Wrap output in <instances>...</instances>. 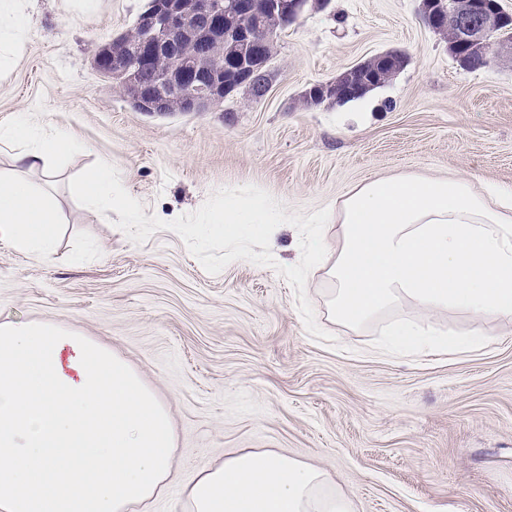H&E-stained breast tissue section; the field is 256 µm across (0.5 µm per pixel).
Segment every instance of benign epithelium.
Here are the masks:
<instances>
[{
    "label": "benign epithelium",
    "instance_id": "7a95c632",
    "mask_svg": "<svg viewBox=\"0 0 512 512\" xmlns=\"http://www.w3.org/2000/svg\"><path fill=\"white\" fill-rule=\"evenodd\" d=\"M304 0H270L274 15L295 23L304 10ZM224 0H151L141 24L146 39L137 48L143 66L156 59L169 56L176 64L166 71L162 83L172 89L169 94L155 91V86L138 80V74L128 64L127 48L119 39L109 41L94 54V60L107 61L108 73L130 85L134 91L130 103L144 112H167L181 108L188 112H201L224 102V95L239 85L252 84L261 71L265 43L251 38L254 29L263 23L251 7L250 0H235L232 15L239 42L244 45L248 61L234 55L226 63H206L202 57L210 55L213 46L224 45ZM429 27L451 21L455 24L460 41L468 46L458 58L466 68L475 62L472 51L493 47L495 39L512 27V15L505 12L499 0H448V12L437 9L423 15ZM191 40L199 48L194 58L181 56V45ZM379 85L377 75L363 78L359 68L348 70L345 89L358 96Z\"/></svg>",
    "mask_w": 512,
    "mask_h": 512
}]
</instances>
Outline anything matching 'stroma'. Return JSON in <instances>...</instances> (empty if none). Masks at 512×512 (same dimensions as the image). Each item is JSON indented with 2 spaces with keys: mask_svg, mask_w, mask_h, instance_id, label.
<instances>
[{
  "mask_svg": "<svg viewBox=\"0 0 512 512\" xmlns=\"http://www.w3.org/2000/svg\"><path fill=\"white\" fill-rule=\"evenodd\" d=\"M20 3L28 27L0 46V127L25 114L82 149L53 163V261L0 240V322L66 326L141 374L171 415L179 476L154 512H182L181 477L244 449L325 469L356 512H512V322L403 304L351 330L328 320L331 284L316 267L306 293L331 334L316 338L276 270L300 259L294 226L278 236L276 267L238 260L212 275L176 233L134 244L116 212L80 205L68 186L110 162L144 215L165 221L246 184L305 216L381 175L456 172L512 192V49L468 70L420 0H329L278 32L264 96L158 114L135 111L92 65L148 0ZM389 51L407 62L368 97L304 105L312 85ZM405 324L491 341L399 352L388 340Z\"/></svg>",
  "mask_w": 512,
  "mask_h": 512,
  "instance_id": "obj_1",
  "label": "stroma"
}]
</instances>
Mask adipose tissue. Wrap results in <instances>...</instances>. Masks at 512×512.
I'll return each mask as SVG.
<instances>
[{
	"label": "adipose tissue",
	"instance_id": "ef3b65f1",
	"mask_svg": "<svg viewBox=\"0 0 512 512\" xmlns=\"http://www.w3.org/2000/svg\"><path fill=\"white\" fill-rule=\"evenodd\" d=\"M0 140L22 143L0 170V239L41 259L56 251L58 204L26 175L52 180L51 161L76 140L19 119ZM342 246L326 271L327 316L357 329L402 302L427 312L512 320V198L467 175L378 176L336 211ZM330 475L271 451H240L183 484L184 512H354Z\"/></svg>",
	"mask_w": 512,
	"mask_h": 512
}]
</instances>
